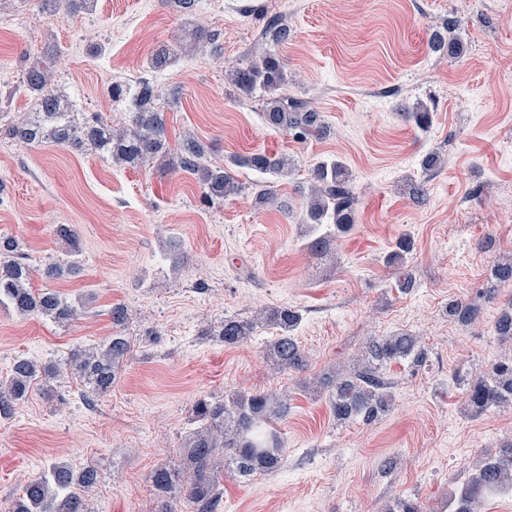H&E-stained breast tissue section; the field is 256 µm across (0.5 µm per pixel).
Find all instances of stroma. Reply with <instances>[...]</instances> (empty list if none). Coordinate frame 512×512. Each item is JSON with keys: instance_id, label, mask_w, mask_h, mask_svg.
<instances>
[{"instance_id": "1", "label": "stroma", "mask_w": 512, "mask_h": 512, "mask_svg": "<svg viewBox=\"0 0 512 512\" xmlns=\"http://www.w3.org/2000/svg\"><path fill=\"white\" fill-rule=\"evenodd\" d=\"M285 16L280 49L289 94L322 112L323 132L296 140L268 129L258 99L233 94L225 68L255 59L265 16ZM465 51L437 46L448 21ZM218 35L220 54L179 51L167 67L150 57L196 24ZM54 78L78 111L119 126L128 105L112 83L147 79L178 92L166 112L170 146L193 135L211 159L263 151L294 162L276 179L280 209L254 202L266 174L238 170L244 188L204 202L195 178L153 167L112 165L90 150L22 145L0 135V235L15 237L39 274L82 310L68 324L0 308V380L15 357L58 361L77 346L127 336L133 351L111 390L85 398L76 374L34 392L0 419V503L55 462L92 464L101 480L94 512H147L159 464L178 463L197 400L233 391L287 398L286 451L270 473L220 481V512H383L396 498L448 512L480 457L512 443V407L469 412L455 375L480 376L508 344L493 326L499 303L469 324L448 304L485 288L495 257L512 253V0H200L186 16L166 0H95L91 10L50 17L34 0H0V126L34 107L25 66L47 46ZM427 104L419 129L405 109ZM443 164L422 200L408 192L423 156ZM340 159L353 179L356 224L336 242V262L310 253L298 187L322 161ZM76 228L77 245L60 235ZM417 284L400 292L387 257L402 235ZM79 267L41 276L48 260ZM186 255L187 264L177 261ZM129 311L123 327L113 306ZM288 306L303 319L294 336L308 357L301 372L276 371L267 328L238 346L218 326L262 307ZM407 333L429 352L425 367L392 363V405L376 421L338 423L309 380L334 374L373 336Z\"/></svg>"}]
</instances>
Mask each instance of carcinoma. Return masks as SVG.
I'll return each instance as SVG.
<instances>
[{"label": "carcinoma", "mask_w": 512, "mask_h": 512, "mask_svg": "<svg viewBox=\"0 0 512 512\" xmlns=\"http://www.w3.org/2000/svg\"><path fill=\"white\" fill-rule=\"evenodd\" d=\"M94 0H39L42 12L50 16L73 15L87 10ZM291 38V29L281 18H270L263 30L265 48L246 66L233 65L225 74L227 84L239 96L265 93V124L298 139L324 128V116L300 98L282 91L287 83V63L279 47ZM216 34L198 26L192 30L191 47L200 51L214 45ZM53 49L28 66L23 86L34 95L35 111L8 127V134L25 144L54 143L74 149H91L112 164L141 167L156 164L166 174L189 173L195 176L203 197L212 202L238 195L243 184L224 165L204 162L205 145L193 136L183 138L179 147L169 146L162 93L148 80L130 88L112 86V96L130 95L133 100L128 121L114 127L95 116L78 122L68 95L53 81ZM231 165L261 173L286 176L292 172L285 155L252 153L231 160ZM255 202L260 207L277 203L274 186L257 187ZM356 195L351 175L344 162L323 161L310 171L309 191L302 208V223L310 231H322L308 244L317 256L325 257L331 245L355 224ZM411 238H399L388 261L399 270L398 287L409 291L415 286L413 273L406 265L412 250ZM512 283V257L499 258L491 267V284L468 301L448 304V315L469 323L476 319L484 303L499 295V286ZM0 307L11 308L24 316L47 317L58 323L78 319L79 312L58 293L33 285V268L25 261L18 241L0 235ZM301 321L299 310L278 306L261 309L245 318H226L217 335L227 346L244 343L260 330H280L266 348L267 357L280 371H303L307 356L292 331ZM494 332L501 341H512V299L501 305ZM129 341L119 335L107 343L88 348L75 358L39 366L35 361L14 359L10 376L0 383V418L10 416L14 407L28 398L34 386L47 384L59 373L73 367L89 392H107L116 374L130 356ZM408 361L421 367L428 351L410 334L379 336L370 340L363 354L345 371L309 382L313 392L326 398L333 417L339 422L360 420L370 424L389 410L392 395L385 370L393 362ZM466 401L472 415L490 409L512 407V355L503 356L486 375L467 381ZM288 403L264 393L232 392L222 401L200 399L193 406L197 427L189 434L187 453L180 466H157L150 475L156 491L153 512H219V473L226 477H245L257 472H272L282 460L283 442L271 422L287 412ZM100 482L97 468L75 469L64 462L51 464L31 478L22 495L6 512H94L88 493ZM512 491V444L498 454L477 460L472 473L452 497V512H476L478 502L488 493ZM384 512H424V506L411 499H397Z\"/></svg>", "instance_id": "obj_1"}]
</instances>
